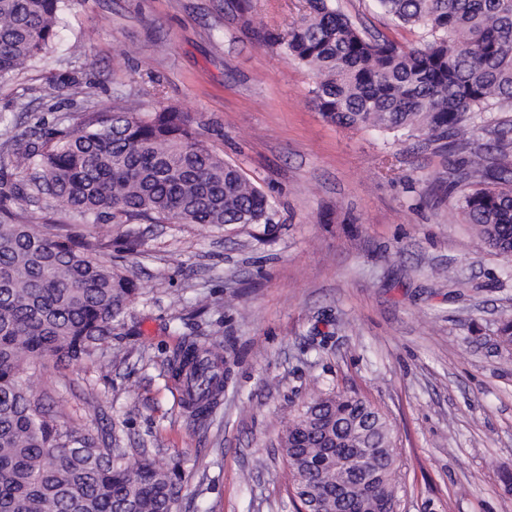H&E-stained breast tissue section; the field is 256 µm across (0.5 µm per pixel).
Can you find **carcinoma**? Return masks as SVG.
Wrapping results in <instances>:
<instances>
[{
    "instance_id": "cac0c4a2",
    "label": "carcinoma",
    "mask_w": 512,
    "mask_h": 512,
    "mask_svg": "<svg viewBox=\"0 0 512 512\" xmlns=\"http://www.w3.org/2000/svg\"><path fill=\"white\" fill-rule=\"evenodd\" d=\"M68 0H0V81L54 47ZM391 20L421 31L416 44L366 36L332 0H305L281 38L315 77L313 101L328 121L424 136L448 152L453 182L473 186L456 201L466 223L498 255L512 257V144L500 158L463 142L485 130L490 110L512 107V0H376ZM55 202L90 224H267V196L205 146L176 109L95 113L78 128L32 138L16 133L0 152V512H173L177 466L160 467L99 445L62 425L35 398L25 367L80 359L112 336L138 295L131 270L114 268L102 244L33 226L11 201ZM204 388L191 417L220 405L227 371L220 345L183 339L173 377ZM280 447L292 498L309 512H397L399 452L388 414L348 392H320L293 415Z\"/></svg>"
}]
</instances>
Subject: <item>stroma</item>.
Wrapping results in <instances>:
<instances>
[{"label":"stroma","mask_w":512,"mask_h":512,"mask_svg":"<svg viewBox=\"0 0 512 512\" xmlns=\"http://www.w3.org/2000/svg\"><path fill=\"white\" fill-rule=\"evenodd\" d=\"M301 0H70L52 53L0 83V121L76 127L100 108L188 113L207 146L267 195L271 221L110 224L55 204L47 219L113 245L139 295L98 354L24 377L62 422L161 466L175 512H295L279 445L311 389L365 396L388 414L400 512H512V262L456 208L448 154L424 138L327 122L313 76L277 37ZM401 43L375 0H335ZM139 253L119 251L129 234ZM223 345L219 408L192 420L166 360L190 331Z\"/></svg>","instance_id":"stroma-1"}]
</instances>
